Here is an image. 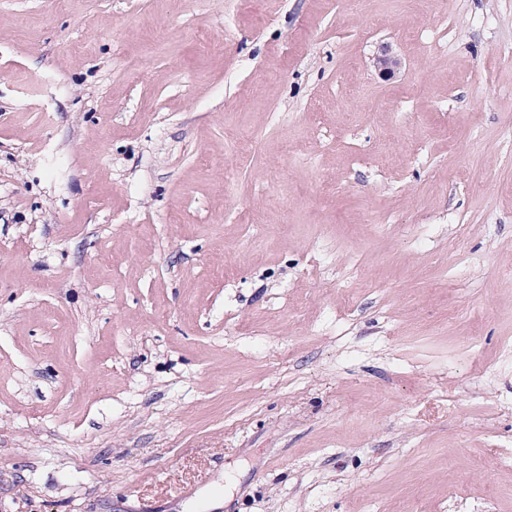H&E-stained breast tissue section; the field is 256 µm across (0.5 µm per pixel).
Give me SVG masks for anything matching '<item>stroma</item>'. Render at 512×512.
<instances>
[{"label":"stroma","instance_id":"1","mask_svg":"<svg viewBox=\"0 0 512 512\" xmlns=\"http://www.w3.org/2000/svg\"><path fill=\"white\" fill-rule=\"evenodd\" d=\"M264 10L0 0V512H512V0Z\"/></svg>","mask_w":512,"mask_h":512}]
</instances>
